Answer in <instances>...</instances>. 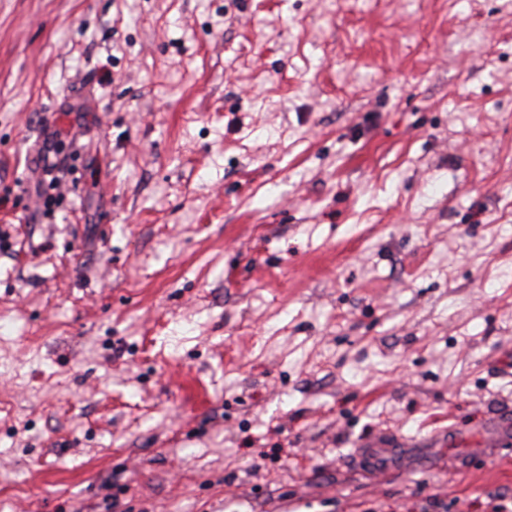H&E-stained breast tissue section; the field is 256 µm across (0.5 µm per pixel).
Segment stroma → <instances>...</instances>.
Listing matches in <instances>:
<instances>
[{"label": "stroma", "instance_id": "1", "mask_svg": "<svg viewBox=\"0 0 512 512\" xmlns=\"http://www.w3.org/2000/svg\"><path fill=\"white\" fill-rule=\"evenodd\" d=\"M1 232L0 512L512 501V0H0ZM407 450L404 441L395 433L382 432L359 445L354 455V466L368 475L398 473L396 464L405 458Z\"/></svg>", "mask_w": 512, "mask_h": 512}]
</instances>
